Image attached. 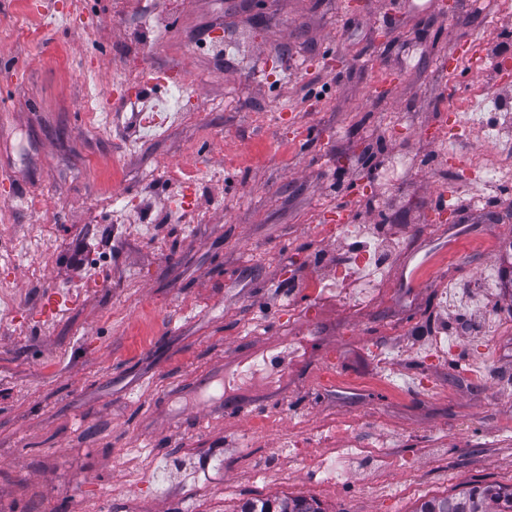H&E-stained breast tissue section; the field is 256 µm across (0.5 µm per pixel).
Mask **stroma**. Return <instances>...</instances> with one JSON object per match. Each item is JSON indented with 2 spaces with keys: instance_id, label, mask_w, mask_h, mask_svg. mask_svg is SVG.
Listing matches in <instances>:
<instances>
[{
  "instance_id": "stroma-1",
  "label": "stroma",
  "mask_w": 512,
  "mask_h": 512,
  "mask_svg": "<svg viewBox=\"0 0 512 512\" xmlns=\"http://www.w3.org/2000/svg\"><path fill=\"white\" fill-rule=\"evenodd\" d=\"M122 2L43 0L29 14L0 0V294L11 305L0 312V512H238L248 499L287 496L323 512H415L469 484L511 487L512 397L502 390L512 335L490 326H512V254L489 243L512 244V178L463 179L446 156L512 162L504 141L485 145L480 125L447 137L456 106L480 89L498 95L494 66L512 71V56L491 54L512 34V4L143 0L133 17ZM471 45L480 65L449 68ZM131 62L142 81L134 101L123 87ZM174 77L192 117L150 139L140 115ZM91 90L109 116L99 130L83 112ZM396 154L412 167L390 186L381 175ZM165 163L203 183L194 210L174 211L185 187L164 177ZM34 195L43 212L27 207ZM113 198L132 212L104 211ZM340 222L422 247L388 251L387 294L370 315L327 307L346 331L318 337L317 363L290 390L199 401L197 388L282 328L309 335L277 303L344 257ZM490 262L500 270L489 293L477 279ZM91 275L96 287L83 290ZM445 288L478 304L491 297L481 332L458 328ZM405 290L412 304L393 310ZM449 324L458 348L430 362L425 350ZM370 342L394 354L407 390L353 365ZM325 362L348 392L324 388ZM471 371L485 382L468 383ZM268 410L276 423L249 447L229 441ZM299 414L365 441L396 436L397 467L357 460L348 486L310 482L282 446ZM213 456L223 470L195 489L190 475ZM257 469L265 483L252 481ZM410 475L421 496L373 490Z\"/></svg>"
}]
</instances>
